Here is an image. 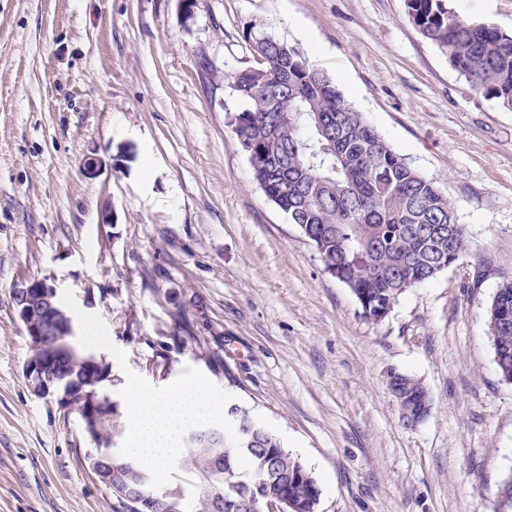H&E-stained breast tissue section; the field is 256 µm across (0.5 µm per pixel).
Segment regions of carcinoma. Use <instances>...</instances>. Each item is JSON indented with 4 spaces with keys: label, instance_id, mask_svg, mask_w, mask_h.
Here are the masks:
<instances>
[{
    "label": "carcinoma",
    "instance_id": "carcinoma-1",
    "mask_svg": "<svg viewBox=\"0 0 512 512\" xmlns=\"http://www.w3.org/2000/svg\"><path fill=\"white\" fill-rule=\"evenodd\" d=\"M409 21L448 58L449 65L496 105L512 112V32L489 22L458 16L448 0H405ZM260 67L224 75L242 109L232 131L248 156L253 177L267 199L284 212L307 240L318 244L325 270H337L362 310L394 306L407 289L435 278L468 250L465 225L436 182L394 152L362 113L348 104L330 78L313 68L297 47L266 32L251 37ZM427 224L449 226L434 238ZM495 363L512 382V280L497 289L488 310ZM426 398L405 374L391 385ZM221 440L203 448L187 443L183 472L197 476L191 497L165 490L177 512H200L199 485L222 466L217 491L228 500L245 495L259 502L288 495L317 499V482L306 466L274 435L256 428L249 448L226 426H200ZM116 476L136 485L151 480L148 469Z\"/></svg>",
    "mask_w": 512,
    "mask_h": 512
}]
</instances>
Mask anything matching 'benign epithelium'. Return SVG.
Segmentation results:
<instances>
[{"label":"benign epithelium","instance_id":"obj_1","mask_svg":"<svg viewBox=\"0 0 512 512\" xmlns=\"http://www.w3.org/2000/svg\"><path fill=\"white\" fill-rule=\"evenodd\" d=\"M19 319L24 324L32 350L23 372L31 393L38 398H54L65 410L78 412L82 428L94 443L87 454L94 478L107 489L117 491L120 499L133 509L157 512L162 500L143 484L116 490L112 474L127 467L118 457L104 450L101 425L112 419L117 407L108 396L97 393L96 376L103 374L107 362L91 354H82L85 376L72 370L68 355L78 354L71 342V320L56 306V292L40 280H26L14 293ZM307 503L286 495L256 505L257 512H306Z\"/></svg>","mask_w":512,"mask_h":512}]
</instances>
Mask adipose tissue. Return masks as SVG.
Wrapping results in <instances>:
<instances>
[{"label":"adipose tissue","instance_id":"adipose-tissue-1","mask_svg":"<svg viewBox=\"0 0 512 512\" xmlns=\"http://www.w3.org/2000/svg\"><path fill=\"white\" fill-rule=\"evenodd\" d=\"M218 410L217 398L200 382L176 386L165 395L129 384L127 453L146 465L162 468L179 447L184 426Z\"/></svg>","mask_w":512,"mask_h":512}]
</instances>
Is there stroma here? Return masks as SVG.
<instances>
[{"label": "stroma", "instance_id": "stroma-1", "mask_svg": "<svg viewBox=\"0 0 512 512\" xmlns=\"http://www.w3.org/2000/svg\"><path fill=\"white\" fill-rule=\"evenodd\" d=\"M512 31V0H453ZM297 47L469 231L466 255L381 321L255 182L226 73L250 35ZM102 159L88 174V158ZM111 205L115 222L100 225ZM56 290L74 345L127 384L205 382L312 472L318 512H506L512 382L487 313L512 279V112L409 22L404 0H0V512H128L79 416L35 397L13 300ZM417 379L420 422L390 387ZM398 384L402 386L403 391H405V394H407V395L419 394L421 396V399L425 400V402H421L419 404V407L416 408L414 411H413V409H414L413 407L415 405L416 398H414V401H410L409 399L404 400V405H403L407 411L408 410L411 411L412 418L419 419V418L423 417L427 413V410H428V404H427L428 401H427L426 393H425L423 387L419 384V382H417L412 377L405 375V374H397V375L393 376L392 381H391L392 388Z\"/></svg>", "mask_w": 512, "mask_h": 512}]
</instances>
